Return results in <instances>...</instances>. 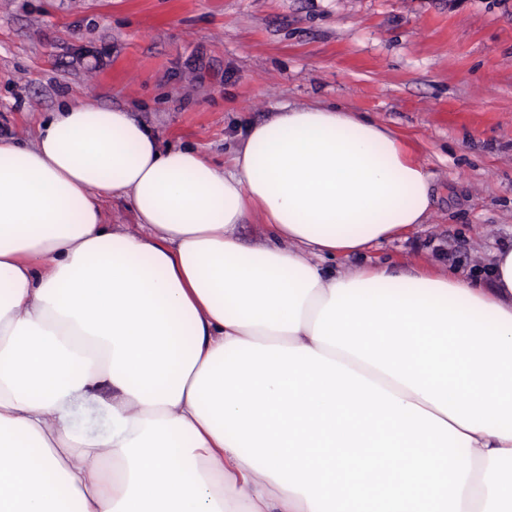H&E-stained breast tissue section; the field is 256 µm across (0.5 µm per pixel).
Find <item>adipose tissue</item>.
<instances>
[{"label":"adipose tissue","instance_id":"ef3b65f1","mask_svg":"<svg viewBox=\"0 0 512 512\" xmlns=\"http://www.w3.org/2000/svg\"><path fill=\"white\" fill-rule=\"evenodd\" d=\"M428 182L321 104L220 167L77 99L0 139V512H512V247L481 280L334 267L426 223ZM104 210L108 223L126 224L127 229L136 233L139 232V225L134 216L130 201L127 198H110L104 203ZM248 224H241L238 228L240 242L248 248H258L270 243L267 227L258 219H252Z\"/></svg>","mask_w":512,"mask_h":512}]
</instances>
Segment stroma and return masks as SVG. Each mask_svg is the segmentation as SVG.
Returning a JSON list of instances; mask_svg holds the SVG:
<instances>
[{
	"label": "stroma",
	"instance_id": "stroma-1",
	"mask_svg": "<svg viewBox=\"0 0 512 512\" xmlns=\"http://www.w3.org/2000/svg\"><path fill=\"white\" fill-rule=\"evenodd\" d=\"M216 165L283 104L407 139L430 212L372 260L472 274L512 245V0H0V138L71 99Z\"/></svg>",
	"mask_w": 512,
	"mask_h": 512
}]
</instances>
